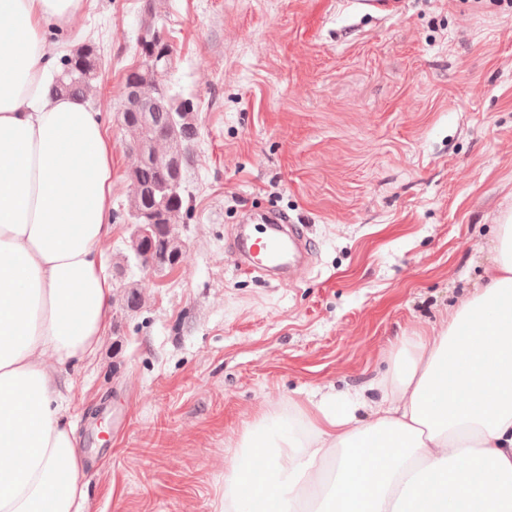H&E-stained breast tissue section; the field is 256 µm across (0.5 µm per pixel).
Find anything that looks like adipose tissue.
<instances>
[{"instance_id": "obj_1", "label": "adipose tissue", "mask_w": 512, "mask_h": 512, "mask_svg": "<svg viewBox=\"0 0 512 512\" xmlns=\"http://www.w3.org/2000/svg\"><path fill=\"white\" fill-rule=\"evenodd\" d=\"M84 0H0V512H80L54 367L100 346L113 287L102 116L50 96L52 28ZM364 391L270 404L224 469L221 512H512V216L478 288L403 337ZM368 389V390H369Z\"/></svg>"}]
</instances>
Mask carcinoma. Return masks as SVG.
<instances>
[{"mask_svg":"<svg viewBox=\"0 0 512 512\" xmlns=\"http://www.w3.org/2000/svg\"><path fill=\"white\" fill-rule=\"evenodd\" d=\"M162 15L151 4L143 10L139 32L149 35L162 32ZM138 63L125 74L124 85L143 86L144 92L154 97L150 112L153 120L142 125L135 118H121L124 141L146 145L145 156L127 173V179L138 193L129 194L127 207L119 213L120 222L131 225L127 240L128 250L139 256L145 244L152 247V257L162 269L172 270L179 261L170 259L171 252L180 245L175 234L179 221L190 219L193 198L184 183L167 180L171 156L188 158L197 138L195 104L159 78L171 67L173 46L162 37L146 58L140 46H135ZM100 49L94 42H85L61 56L49 89L52 95H67L93 101L97 97Z\"/></svg>","mask_w":512,"mask_h":512,"instance_id":"carcinoma-1","label":"carcinoma"}]
</instances>
